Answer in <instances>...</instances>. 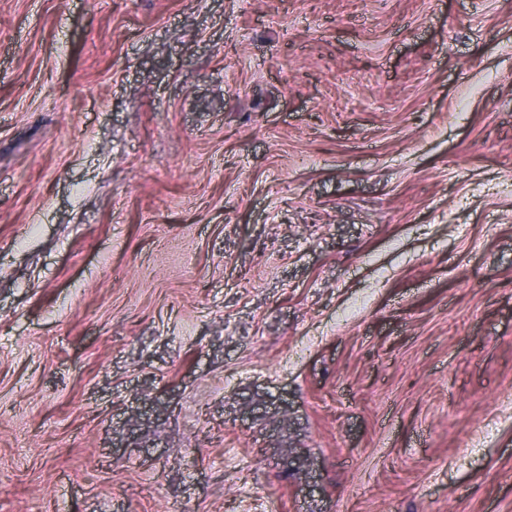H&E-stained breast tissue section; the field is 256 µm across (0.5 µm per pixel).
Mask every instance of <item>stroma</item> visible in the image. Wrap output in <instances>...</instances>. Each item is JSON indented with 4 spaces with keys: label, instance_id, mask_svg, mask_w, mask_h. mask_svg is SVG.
Here are the masks:
<instances>
[{
    "label": "stroma",
    "instance_id": "stroma-1",
    "mask_svg": "<svg viewBox=\"0 0 512 512\" xmlns=\"http://www.w3.org/2000/svg\"><path fill=\"white\" fill-rule=\"evenodd\" d=\"M0 512H512V0H0Z\"/></svg>",
    "mask_w": 512,
    "mask_h": 512
}]
</instances>
